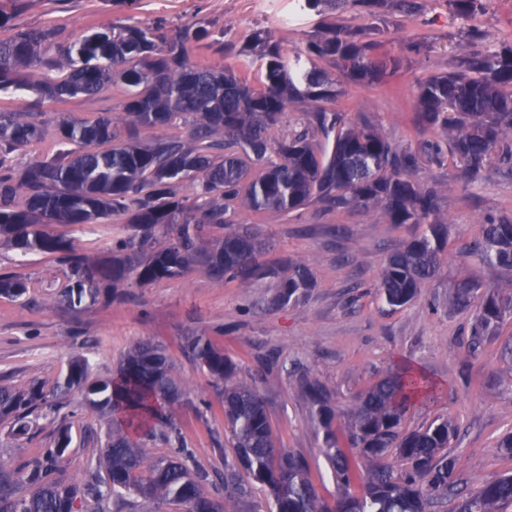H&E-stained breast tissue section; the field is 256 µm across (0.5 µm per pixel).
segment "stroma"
Masks as SVG:
<instances>
[{
    "instance_id": "1",
    "label": "stroma",
    "mask_w": 512,
    "mask_h": 512,
    "mask_svg": "<svg viewBox=\"0 0 512 512\" xmlns=\"http://www.w3.org/2000/svg\"><path fill=\"white\" fill-rule=\"evenodd\" d=\"M154 18L166 19L173 27L203 20L240 44L263 28L288 50L305 46L318 30L337 21L333 15L318 21L306 17L300 25L279 27L254 10L250 0H21L13 26L1 28L0 39L10 37L17 26L43 28L53 30L58 44L69 46L115 22ZM456 31L444 0H431L424 20L402 19L399 30L383 37L386 51L401 56L399 72L372 87L345 84L334 108L348 122L367 116L390 136L417 142L421 133L413 87L417 80L445 69L450 57L468 51V43ZM411 34L430 42L432 51L401 53L402 39ZM47 75L38 65L25 68L21 92L0 91V112H37L43 121V137L14 152V165L61 152L55 129L62 119L91 120L99 113L118 111L126 97L124 86L111 85L93 97L40 103L33 90ZM419 177L446 189L448 248L440 275L423 297L395 310L378 299V277L390 247L410 238L414 229L386 223L370 209L343 214L311 206L290 214H241L242 223L258 225L269 239L266 260L291 259L315 276L316 286L306 300L283 308L267 304L272 282L245 288L191 274L146 286L129 284L120 302L106 290L95 305L73 311L58 298L65 282L62 266L46 256L0 249V272L21 276L29 287L22 299L0 297V385L24 386L35 379L53 382L76 355L88 361L93 377L108 378L137 343L163 345L192 396L172 407L185 445L199 466L220 472L225 456L233 452L224 412L213 402L210 377L182 350L186 336H208L236 363L241 377L256 379L278 446L306 456L320 494L329 501L336 495V484L324 457L323 434L297 390V376L318 379L340 411L379 378L409 365L445 391L433 408L409 414L404 428L416 429L440 417L455 423L449 453L464 489L512 474V456L498 446L500 438L512 432V388L502 384L499 360L503 341L512 338V319L499 335L485 338L471 353L467 343L473 311L448 310L455 283L465 277L487 285L512 279L511 271L474 262L467 254L481 233L484 216L512 217V179L491 167L465 187L449 164L424 167ZM200 397L212 400V408L196 409L192 401ZM70 408L75 413L73 441L64 476L80 481L98 466L94 438L106 431L107 419L76 398ZM56 427L53 418L40 419L31 438L16 441L8 434V422H0V456L17 463L38 456L50 447Z\"/></svg>"
}]
</instances>
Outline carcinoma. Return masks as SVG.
<instances>
[{
    "label": "carcinoma",
    "instance_id": "cac0c4a2",
    "mask_svg": "<svg viewBox=\"0 0 512 512\" xmlns=\"http://www.w3.org/2000/svg\"><path fill=\"white\" fill-rule=\"evenodd\" d=\"M448 19L477 49L448 60V68L417 81L419 126L435 132L404 144L377 125L349 124L327 106L337 80L318 66L324 60L354 84H378L395 73L400 59L383 50L379 36L397 18L426 10L424 0H303L302 13L341 16L362 5L368 23L343 22L320 32L306 46L286 52L270 31L252 33L242 47L199 21L168 29L161 20L114 24L69 47L54 45L49 29L15 28L0 40V91L21 87L20 70L40 65L66 70L42 83L41 100L95 96L109 85L129 89L117 112L93 120L64 119L57 139L68 150L21 168L5 157L39 139L37 112L0 113V248L54 257L65 272L64 303L80 309L101 291L127 282L144 286L200 273L216 282L275 283L272 303L302 301L314 287L302 264H262L265 242L256 228L241 225V212L290 213L315 205L326 211L379 209L389 224H416L421 231L391 250L378 288L386 304L401 307L422 296L439 270L448 244L442 213L443 190L423 182V166L450 162L464 182H474L490 164L512 177V42L487 44L485 32L467 26L488 0H444ZM203 46L221 54L245 55L264 80L259 89L225 66L196 63ZM301 117L278 141L269 131L287 121L290 108ZM190 124L184 137L140 139L142 127ZM193 193H184L185 185ZM121 217L131 233L109 239L106 256L90 259L72 241L46 230L50 224H106ZM222 235H213L214 230ZM166 239L163 246L158 238ZM469 256L512 270V218L487 215ZM27 283L0 273V296L19 299ZM479 302L471 348L512 318V281L486 286L473 278L455 285L448 305L466 309ZM190 361L213 378L231 433L234 453L224 458V500L208 490L210 475L189 466L180 428L169 407L186 395L166 350L143 342L120 363L116 375L94 379L87 361L76 357L51 386H0V420L19 440L40 415L60 420L53 446L42 457L16 465L0 457V512H107L125 505L124 496L176 504L185 512H238L254 485L269 490V512H434L457 500L455 512H508L512 474L465 492L448 457L455 426L437 419L404 432L413 410L431 407L443 388L409 367L390 373L363 391L346 412L350 456L338 442L336 412L319 382L300 376L323 430L325 459L337 486L333 503L319 494L306 459L276 446L255 383L205 336H190ZM79 393L110 414L99 463L105 477L63 483L56 473L72 442L68 397ZM173 445V454L154 459L132 432Z\"/></svg>",
    "mask_w": 512,
    "mask_h": 512
}]
</instances>
